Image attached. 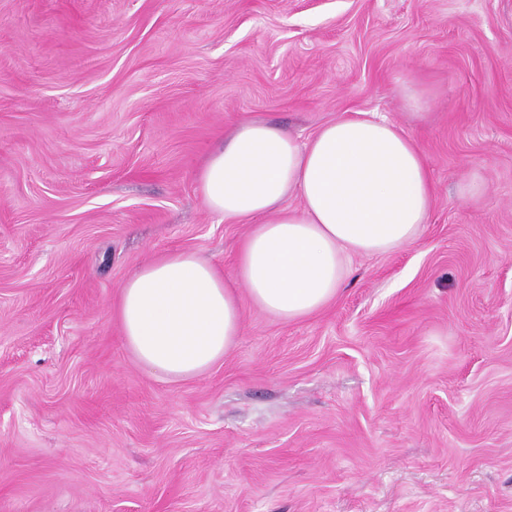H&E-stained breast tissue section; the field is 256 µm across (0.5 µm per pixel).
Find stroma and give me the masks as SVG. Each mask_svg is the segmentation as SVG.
Wrapping results in <instances>:
<instances>
[{
  "instance_id": "obj_1",
  "label": "stroma",
  "mask_w": 512,
  "mask_h": 512,
  "mask_svg": "<svg viewBox=\"0 0 512 512\" xmlns=\"http://www.w3.org/2000/svg\"><path fill=\"white\" fill-rule=\"evenodd\" d=\"M357 112L425 155L419 240L302 320L246 306L195 377L139 367L134 270L236 273L211 148ZM0 512H512V0H0Z\"/></svg>"
}]
</instances>
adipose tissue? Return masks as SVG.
Instances as JSON below:
<instances>
[{
	"mask_svg": "<svg viewBox=\"0 0 512 512\" xmlns=\"http://www.w3.org/2000/svg\"><path fill=\"white\" fill-rule=\"evenodd\" d=\"M197 179L211 212L250 227L235 278L198 253H166L128 277L117 306L136 362L175 380L231 351L245 305L285 322L322 310L343 288L349 256L414 243L435 200L416 140L367 112L303 142L262 120L242 122Z\"/></svg>",
	"mask_w": 512,
	"mask_h": 512,
	"instance_id": "1",
	"label": "adipose tissue"
}]
</instances>
